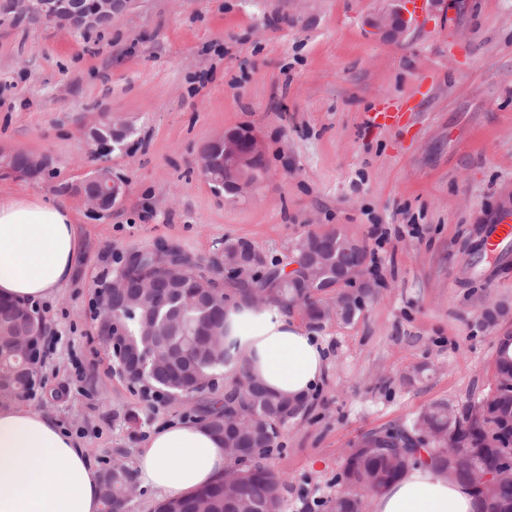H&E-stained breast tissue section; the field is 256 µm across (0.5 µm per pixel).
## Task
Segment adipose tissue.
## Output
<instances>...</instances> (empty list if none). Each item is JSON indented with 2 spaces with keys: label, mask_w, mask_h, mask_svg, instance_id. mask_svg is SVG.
<instances>
[{
  "label": "adipose tissue",
  "mask_w": 512,
  "mask_h": 512,
  "mask_svg": "<svg viewBox=\"0 0 512 512\" xmlns=\"http://www.w3.org/2000/svg\"><path fill=\"white\" fill-rule=\"evenodd\" d=\"M70 202L26 194L0 196V301H40L70 280L78 262ZM224 336L232 376L245 366L285 398L309 396L327 367L326 346L278 306L229 303ZM224 441L199 418L152 432L136 458L137 480L161 498L190 494L221 478ZM101 472L86 446L55 421L16 402L0 404V512H100ZM475 490L422 462L376 495L370 512H481Z\"/></svg>",
  "instance_id": "obj_1"
}]
</instances>
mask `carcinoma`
I'll use <instances>...</instances> for the list:
<instances>
[{"label":"carcinoma","mask_w":512,"mask_h":512,"mask_svg":"<svg viewBox=\"0 0 512 512\" xmlns=\"http://www.w3.org/2000/svg\"><path fill=\"white\" fill-rule=\"evenodd\" d=\"M306 240L319 241L325 250L315 270L316 288L323 289L336 279V266L358 267L367 251L356 250V241L339 231L309 233ZM305 245L293 250L290 263L299 268L284 275L276 261L263 259L261 266L243 278L233 280L234 287L225 290L217 278L206 273L194 256L176 251L189 266V275L179 289L165 292V305L151 316L138 310L131 314L121 307L115 318L124 322L127 335L126 355L138 357L149 352L161 353L167 347L179 351L180 358L164 372L148 377L127 375L134 384L147 383L170 398L209 393L211 397L203 413L209 429L222 436L227 429L238 431V440L247 449L244 457L228 459L226 471L235 476L230 484L220 480L215 485L188 496L162 502L157 512H282L285 478L267 464L288 422L308 410L303 404L290 413L277 406V397L262 391H240L237 385L251 377L241 366L224 386V395L215 394L212 382L217 371L233 363L224 350L215 351L199 340L205 329L224 334V305L251 301L257 289L269 290L265 303L276 304L290 312L298 309L306 322L320 328L332 320L349 325L364 305L332 308L324 296L301 286L302 255ZM138 263L134 276L150 272L156 262L152 249L135 252ZM478 310L485 320L495 322L512 313L506 301H490L486 295L478 299ZM23 320L14 313L13 305L0 306V402L15 400V391L26 385L21 369V356L13 349V338ZM496 373H512V338L497 341ZM512 391L501 388L490 398L472 395L468 405L455 409L446 401H437L419 412L409 422L362 434L345 456L340 483L344 489L324 502L327 512H361L363 498L375 496L399 477L407 468L419 463L422 454L439 472H452L462 482L473 485L472 469L495 471L501 464L506 445L512 442ZM454 434L455 448L448 451L445 437ZM134 486L133 470L115 463L104 471L102 512H126L127 491ZM483 512H512V485L500 490L494 508L483 505Z\"/></svg>","instance_id":"carcinoma-1"}]
</instances>
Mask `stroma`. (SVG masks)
I'll return each mask as SVG.
<instances>
[{"mask_svg": "<svg viewBox=\"0 0 512 512\" xmlns=\"http://www.w3.org/2000/svg\"><path fill=\"white\" fill-rule=\"evenodd\" d=\"M467 4L459 16L440 0L399 41L368 25L396 0H136L86 32L0 21V146L46 155L53 169L0 174V193L60 195L103 165L126 184L97 215L69 196L80 257L38 303L46 359L30 407L100 466L135 465L150 433L201 414L204 398L159 401L121 374L94 308L117 256L165 243L206 263L242 238L283 261L331 229L377 253L379 295L351 325L319 331L328 369L269 459L287 482L283 512H324L361 434L436 401L491 395L512 317L484 324L476 298L512 301V244L486 249L512 210V0ZM386 99L411 100L410 120L369 122ZM104 114L127 135L102 155L90 131ZM239 127L263 142L267 174L227 198L198 159ZM376 225L388 233L380 245ZM423 363L427 377L404 385Z\"/></svg>", "mask_w": 512, "mask_h": 512, "instance_id": "1", "label": "stroma"}]
</instances>
